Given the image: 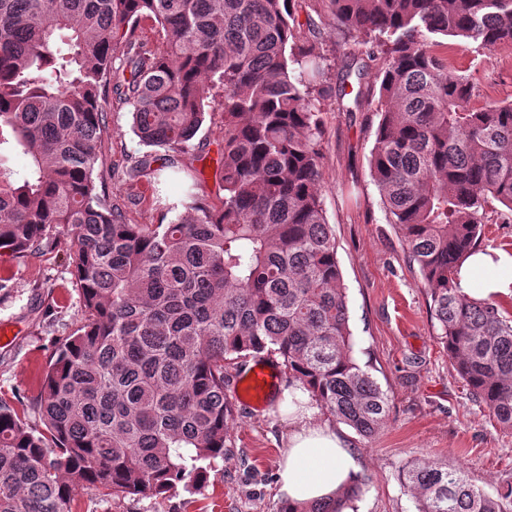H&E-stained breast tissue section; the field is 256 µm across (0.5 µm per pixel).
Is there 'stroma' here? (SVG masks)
<instances>
[{
	"label": "stroma",
	"mask_w": 512,
	"mask_h": 512,
	"mask_svg": "<svg viewBox=\"0 0 512 512\" xmlns=\"http://www.w3.org/2000/svg\"><path fill=\"white\" fill-rule=\"evenodd\" d=\"M299 43L324 57L328 85L339 86L344 54L358 51L356 39L340 32L322 0H295ZM457 74L480 95L512 101V46L481 49L449 39ZM324 120L321 193L337 258L347 288L350 327L359 362L387 393L390 414L371 440L346 429L364 480L357 512H418V500L399 479L412 459L462 467L470 480L494 494L512 482V434L503 431L453 370L435 336L427 290L416 264L393 225L388 224L369 168L377 118L371 112L337 111L335 97L321 100ZM129 105L109 94L104 114L107 136L99 170L106 195L129 224H166L177 213L170 203L194 186L200 201L217 206L223 196L214 177L213 154L222 137L224 95L209 100L206 121L194 139L209 153L204 175L185 174L130 190L126 172L146 148L130 130ZM73 237L59 232L56 243L25 258H0V399L37 421L34 402L58 342L82 318L80 292L69 266ZM231 430L232 447L216 459L209 478L193 492L167 498L113 500L78 493L71 512H280L276 477L284 425L276 400L258 409L240 406Z\"/></svg>",
	"instance_id": "1"
}]
</instances>
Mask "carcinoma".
Returning a JSON list of instances; mask_svg holds the SVG:
<instances>
[{
	"label": "carcinoma",
	"mask_w": 512,
	"mask_h": 512,
	"mask_svg": "<svg viewBox=\"0 0 512 512\" xmlns=\"http://www.w3.org/2000/svg\"><path fill=\"white\" fill-rule=\"evenodd\" d=\"M366 50L342 60L340 112L376 102L371 177L428 288L436 336L470 393L512 432V313L453 288L479 248L486 204L512 222V102L478 104L439 37L512 45V0H324ZM154 20L164 48L135 39ZM293 0H0V255L73 235L81 324L61 339L35 406L40 432L0 399V512H70L78 491L113 499L190 491L231 447L233 371L281 359L333 420L371 439L389 398L354 356L336 239L321 195V56L295 42ZM146 153L131 184L195 152L212 92H224L209 207L191 192L168 224H127L94 177L113 60ZM20 151V175L6 164ZM402 483L419 512H512L445 463ZM334 501L295 511L342 512Z\"/></svg>",
	"instance_id": "carcinoma-1"
}]
</instances>
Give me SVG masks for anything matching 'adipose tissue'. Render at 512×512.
I'll return each instance as SVG.
<instances>
[{"label": "adipose tissue", "instance_id": "obj_1", "mask_svg": "<svg viewBox=\"0 0 512 512\" xmlns=\"http://www.w3.org/2000/svg\"><path fill=\"white\" fill-rule=\"evenodd\" d=\"M453 286L473 298H512V251L480 249L458 268ZM285 450L278 471L277 495L284 504L299 507L334 497L358 471L344 435L321 415L300 381L284 390Z\"/></svg>", "mask_w": 512, "mask_h": 512}]
</instances>
